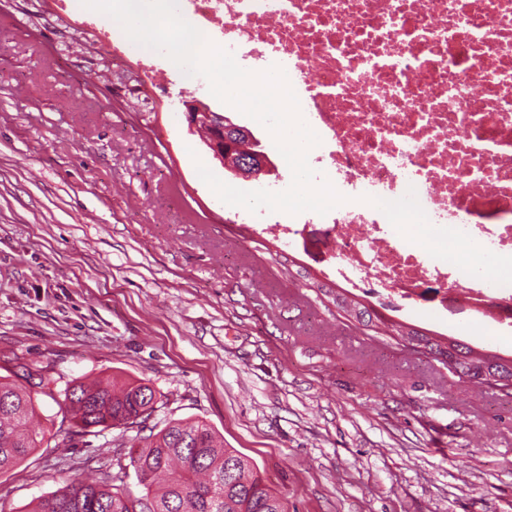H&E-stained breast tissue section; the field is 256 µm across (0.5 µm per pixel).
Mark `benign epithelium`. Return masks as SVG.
<instances>
[{
  "label": "benign epithelium",
  "instance_id": "benign-epithelium-1",
  "mask_svg": "<svg viewBox=\"0 0 512 512\" xmlns=\"http://www.w3.org/2000/svg\"><path fill=\"white\" fill-rule=\"evenodd\" d=\"M183 112L189 129L205 133V145L210 148L212 158L235 177L257 181L260 176L276 171L275 163L261 150V139L250 129L218 116L209 104L199 99L183 102ZM500 363V358L491 357L472 373L480 383L502 382L512 386V376L499 375L490 369Z\"/></svg>",
  "mask_w": 512,
  "mask_h": 512
}]
</instances>
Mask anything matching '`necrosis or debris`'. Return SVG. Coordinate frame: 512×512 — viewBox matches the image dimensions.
I'll use <instances>...</instances> for the list:
<instances>
[{
	"instance_id": "obj_1",
	"label": "necrosis or debris",
	"mask_w": 512,
	"mask_h": 512,
	"mask_svg": "<svg viewBox=\"0 0 512 512\" xmlns=\"http://www.w3.org/2000/svg\"><path fill=\"white\" fill-rule=\"evenodd\" d=\"M181 15L251 71L281 66L319 135L308 160L346 203L271 220L332 225L336 278L391 300L438 284L512 334V290L405 240L370 198L415 188L429 221L512 256V0H178Z\"/></svg>"
}]
</instances>
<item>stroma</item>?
Here are the masks:
<instances>
[{"label":"stroma","instance_id":"35a3bbf8","mask_svg":"<svg viewBox=\"0 0 512 512\" xmlns=\"http://www.w3.org/2000/svg\"><path fill=\"white\" fill-rule=\"evenodd\" d=\"M52 0H0V368L54 378L43 439L0 474V512H30L70 479L141 494L117 430L66 437L74 381L120 375L160 391L155 423L201 420L288 499V512H512V387L461 377L386 333L401 322L512 356V335L357 293L337 307L322 237L239 223L200 178L224 171L173 98L128 107L65 45Z\"/></svg>","mask_w":512,"mask_h":512}]
</instances>
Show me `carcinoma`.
I'll list each match as a JSON object with an SVG mask.
<instances>
[{"label":"carcinoma","instance_id":"carcinoma-1","mask_svg":"<svg viewBox=\"0 0 512 512\" xmlns=\"http://www.w3.org/2000/svg\"><path fill=\"white\" fill-rule=\"evenodd\" d=\"M53 379L22 368L14 380L0 375V473L17 466L37 448L29 428L38 396H53ZM162 395L138 381H76L65 392L74 427L82 435L108 428L146 424ZM129 449L140 497L103 478L97 483L67 481L39 501L31 512H288V500L274 492L250 461L235 468L234 448L204 422L172 419L145 437L136 436Z\"/></svg>","mask_w":512,"mask_h":512}]
</instances>
